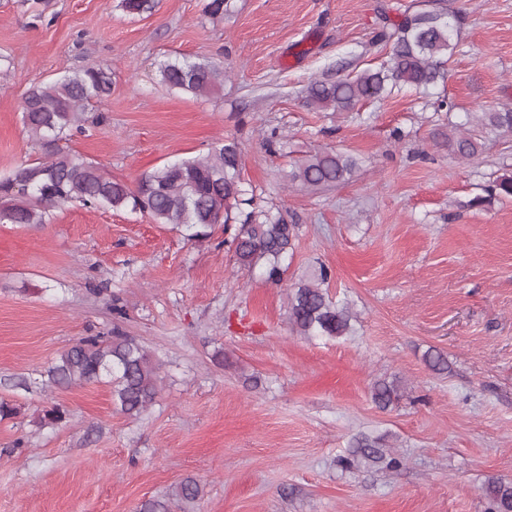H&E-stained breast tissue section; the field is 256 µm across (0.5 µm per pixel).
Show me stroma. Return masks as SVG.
<instances>
[{
  "label": "stroma",
  "instance_id": "35a3bbf8",
  "mask_svg": "<svg viewBox=\"0 0 512 512\" xmlns=\"http://www.w3.org/2000/svg\"><path fill=\"white\" fill-rule=\"evenodd\" d=\"M118 3L0 0V177L37 157L25 93L105 64L112 93L89 108L104 120L67 150L131 184L238 140L244 189L295 238L275 281L238 271L220 224L190 240L79 205L0 223V401L14 409L0 419V512H139L188 476L203 490L194 512H486L488 479L512 480V200L484 197L512 172V131L463 161L432 134L512 111V0H231L220 22L204 0H159L140 17ZM424 11L454 29L446 85L351 112L305 105L311 80L379 67L377 34ZM175 57L223 61V89L166 88L158 67ZM444 97L452 113L437 111ZM331 149L356 158L348 181L288 184L295 163ZM323 269L353 315L340 339L289 320V289ZM114 332L159 367L137 416L108 384H47L64 350ZM378 381L401 393L385 409ZM53 405L66 420L40 425ZM362 433L387 435L402 467L342 469Z\"/></svg>",
  "mask_w": 512,
  "mask_h": 512
}]
</instances>
